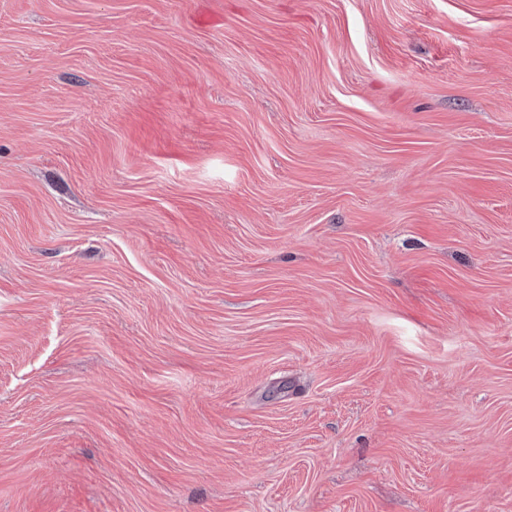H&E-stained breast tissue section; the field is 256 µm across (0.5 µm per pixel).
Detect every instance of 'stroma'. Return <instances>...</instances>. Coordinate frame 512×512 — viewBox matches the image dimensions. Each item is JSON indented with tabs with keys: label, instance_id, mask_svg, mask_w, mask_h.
Wrapping results in <instances>:
<instances>
[{
	"label": "stroma",
	"instance_id": "obj_1",
	"mask_svg": "<svg viewBox=\"0 0 512 512\" xmlns=\"http://www.w3.org/2000/svg\"><path fill=\"white\" fill-rule=\"evenodd\" d=\"M0 512H512V0H0Z\"/></svg>",
	"mask_w": 512,
	"mask_h": 512
}]
</instances>
